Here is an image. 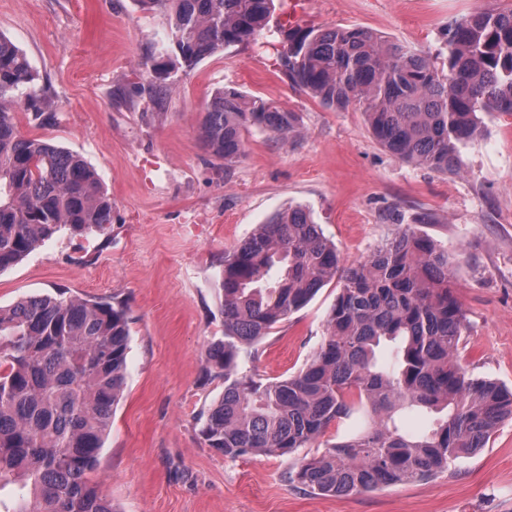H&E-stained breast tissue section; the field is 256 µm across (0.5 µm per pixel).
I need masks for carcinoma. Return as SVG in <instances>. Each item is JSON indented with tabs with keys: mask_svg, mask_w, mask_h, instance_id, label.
Listing matches in <instances>:
<instances>
[{
	"mask_svg": "<svg viewBox=\"0 0 512 512\" xmlns=\"http://www.w3.org/2000/svg\"><path fill=\"white\" fill-rule=\"evenodd\" d=\"M169 16L170 54L190 69L263 29L273 0H140ZM445 50L394 43L365 28H296L274 48L280 71L322 106L357 105L371 134L407 163L460 172V148L479 135L481 112L512 115V10L479 9L453 20ZM27 56L0 35V271L64 227L112 223V200L78 154L18 130L8 98L25 97L45 124L42 89ZM293 112L233 88L205 108L201 139L224 161L244 153L254 128L295 131ZM338 292L323 338L284 379L242 373L243 351L305 307L326 284ZM224 339L205 352L224 375V395L200 434L228 457L290 455L333 424L356 427L288 481L342 496L434 476L486 446L512 420V388L470 376L459 344L466 316L448 252L401 227L363 260L346 266L301 207L259 225L224 253L218 281ZM130 336L124 305L49 295L0 306V487L27 490L16 512H117L89 480L126 384ZM397 344L391 366L378 352ZM434 413L422 433L401 427L408 410Z\"/></svg>",
	"mask_w": 512,
	"mask_h": 512,
	"instance_id": "1",
	"label": "carcinoma"
}]
</instances>
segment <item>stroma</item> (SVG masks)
<instances>
[{
    "mask_svg": "<svg viewBox=\"0 0 512 512\" xmlns=\"http://www.w3.org/2000/svg\"><path fill=\"white\" fill-rule=\"evenodd\" d=\"M480 8L508 10L512 0H274L255 40L156 72L170 36L160 9L0 0V35L27 55L53 115L37 127L13 104L21 133L81 155L112 200L104 230H61L0 272V305L61 294L125 305L126 387L92 475L118 512H512L511 420L433 477L340 497L288 480L301 458L336 443L335 429L291 455L236 458L199 432L224 394L223 376L204 371L207 346L224 336V254L289 206L311 213L347 265L401 225L437 241L467 319L463 366L512 388V115L481 113L461 172L440 174L378 145L359 107L335 112L292 88L263 47L292 28L357 26L434 51L451 20ZM225 87L296 113L295 132H250L225 169L200 139L206 104ZM336 294L324 286L243 355L240 370L298 371L321 343Z\"/></svg>",
    "mask_w": 512,
    "mask_h": 512,
    "instance_id": "stroma-1",
    "label": "stroma"
}]
</instances>
